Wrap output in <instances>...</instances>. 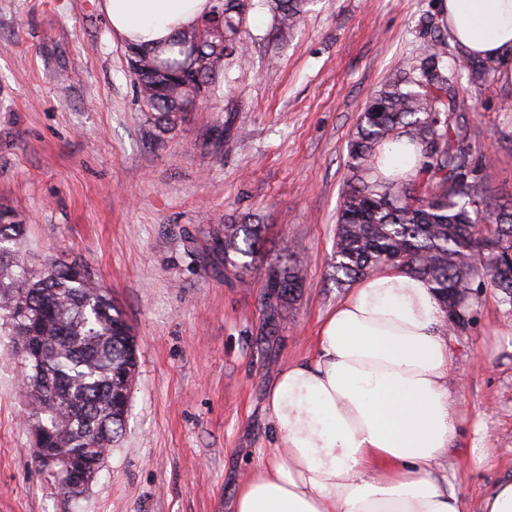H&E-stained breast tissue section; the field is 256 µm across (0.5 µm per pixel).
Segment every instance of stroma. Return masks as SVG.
Returning <instances> with one entry per match:
<instances>
[{"label": "stroma", "instance_id": "1", "mask_svg": "<svg viewBox=\"0 0 512 512\" xmlns=\"http://www.w3.org/2000/svg\"><path fill=\"white\" fill-rule=\"evenodd\" d=\"M442 0H308L281 40L251 11L245 49L210 97L154 139L104 0H0V214L26 227L40 270L76 261L138 340L124 431L77 499L34 462L20 370L0 333V512H230L243 476L271 464L268 389L313 356L348 293L331 266L348 142L365 104L447 34ZM443 48L492 200L512 199V67L475 85ZM250 216L265 260L288 247L304 282L269 332L260 269L225 279L209 230ZM456 437L440 476L481 512L512 479V306L475 291L449 330Z\"/></svg>", "mask_w": 512, "mask_h": 512}]
</instances>
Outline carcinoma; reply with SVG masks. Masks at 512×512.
Returning a JSON list of instances; mask_svg holds the SVG:
<instances>
[{
    "label": "carcinoma",
    "instance_id": "cac0c4a2",
    "mask_svg": "<svg viewBox=\"0 0 512 512\" xmlns=\"http://www.w3.org/2000/svg\"><path fill=\"white\" fill-rule=\"evenodd\" d=\"M306 0H212L205 27L195 26L170 43L169 55L141 48L139 70L131 72L137 104L154 127L175 129L192 111L196 86L181 74L194 68L201 83L212 87L216 75L244 44L241 32L249 11L258 7L272 15L275 32L285 37L300 23ZM224 8V20L217 9ZM198 40L199 55L185 44ZM440 39L417 64L389 80L366 105L348 145L347 177L337 208L336 243L331 266L343 284L392 265L427 280L443 303L453 299L465 323L473 287L487 284L512 306V203H496L487 195L489 176L473 159L468 121L456 113L451 95L455 75L440 65ZM479 83L495 76L497 60L464 62ZM405 136L419 146L415 174L397 179L373 176L377 150ZM265 226L247 218H229L210 238L224 253V276L244 278L256 265ZM24 225L0 223V319L10 335L19 336L27 318L50 301L55 315L44 323V350L23 365L28 416L41 409L40 395L52 391L55 412L41 416L57 432L56 442L35 454L52 483L60 486V466L72 458H96L111 450L122 435V411L110 408L121 373L133 365L128 336L132 330L112 296L91 273L78 276L73 262L55 260L41 271L25 263ZM266 324L277 325L292 299L288 289L302 288L303 274L284 249L263 267ZM280 290H275V287Z\"/></svg>",
    "mask_w": 512,
    "mask_h": 512
}]
</instances>
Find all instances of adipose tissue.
<instances>
[{
	"mask_svg": "<svg viewBox=\"0 0 512 512\" xmlns=\"http://www.w3.org/2000/svg\"><path fill=\"white\" fill-rule=\"evenodd\" d=\"M128 45L165 49L210 0H105ZM466 53L512 60V0H444ZM443 302L424 278L384 266L323 320L312 358L269 394V467L239 484L234 512H463L433 471L456 434Z\"/></svg>",
	"mask_w": 512,
	"mask_h": 512,
	"instance_id": "1",
	"label": "adipose tissue"
}]
</instances>
